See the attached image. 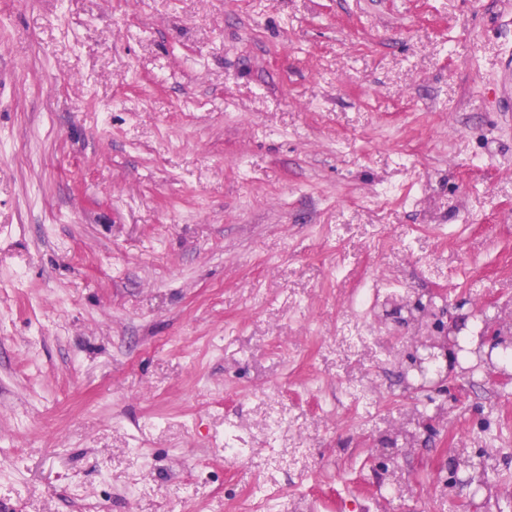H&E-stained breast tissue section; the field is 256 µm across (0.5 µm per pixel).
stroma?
Here are the masks:
<instances>
[{"label": "stroma", "instance_id": "1", "mask_svg": "<svg viewBox=\"0 0 512 512\" xmlns=\"http://www.w3.org/2000/svg\"><path fill=\"white\" fill-rule=\"evenodd\" d=\"M436 295L512 337V0H0V512H512ZM431 306V302L426 305L420 303V301L412 303L408 301L397 306L400 311L403 308L406 309L410 319L417 322V324L424 318L432 319L440 335L435 337L437 340L421 341L420 343L418 341L419 336H414L409 364L411 370L418 372L420 381L413 383L408 380L407 375L404 376L406 387L413 391H426L440 387L447 379L440 368H436L437 363L441 360H447L449 349L454 348L457 352H464L468 349L469 336H459V330L456 326L448 329L444 323L443 318L447 315V308L442 307L435 312L431 309ZM441 348L445 349L444 353L436 351V349L441 350Z\"/></svg>", "mask_w": 512, "mask_h": 512}]
</instances>
